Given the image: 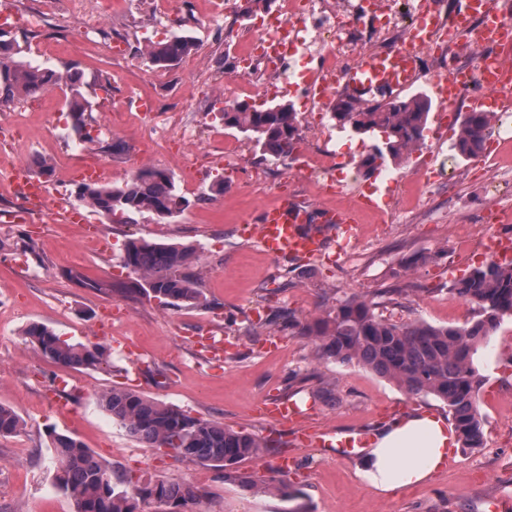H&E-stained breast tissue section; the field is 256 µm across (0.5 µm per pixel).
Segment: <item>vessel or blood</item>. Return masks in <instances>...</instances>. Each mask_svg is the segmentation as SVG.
Returning <instances> with one entry per match:
<instances>
[{"mask_svg":"<svg viewBox=\"0 0 512 512\" xmlns=\"http://www.w3.org/2000/svg\"><path fill=\"white\" fill-rule=\"evenodd\" d=\"M482 20L478 37L484 46L482 93L473 99L472 111L500 112L512 105V64L505 63L497 47L512 40V16L498 9L493 0H462L449 28H442L433 0H423L416 23L406 44L391 50L360 56L342 75V88L349 96L383 89L396 96L410 89L421 74L422 47L428 46L445 30L466 33L474 20ZM466 78L455 64H448L442 75L433 78L431 88L438 100L453 103L463 89ZM352 210L327 212L322 223H309L305 213L288 199L263 207L253 218L244 220L242 232L256 239L271 258H311L323 253L332 237L351 238L354 234ZM196 345L211 360L220 362L235 351L229 340L200 336ZM264 414L281 422L293 421L298 415L295 404L284 399L265 403ZM301 445L335 448L337 456L360 455L368 440L366 431L334 432L309 428L298 436Z\"/></svg>","mask_w":512,"mask_h":512,"instance_id":"1","label":"vessel or blood"}]
</instances>
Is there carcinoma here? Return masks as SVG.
Segmentation results:
<instances>
[{"label":"carcinoma","mask_w":512,"mask_h":512,"mask_svg":"<svg viewBox=\"0 0 512 512\" xmlns=\"http://www.w3.org/2000/svg\"><path fill=\"white\" fill-rule=\"evenodd\" d=\"M198 49L194 39L174 35L152 44L146 60L173 68ZM14 43L0 39V107L20 96H35L61 83L69 90L68 106L78 130L92 126V108L84 83L76 72L66 74L34 67L16 58ZM432 100L423 93L387 101L363 103L340 98L332 107L336 126L355 134H369L374 143L357 161L358 171L373 175L390 160L403 161L422 144ZM227 129L245 134L262 156L276 159L292 154L300 142L299 113L292 103L257 107L246 101L218 112ZM491 122L486 112H466L456 132L454 149L464 157L483 152ZM78 199L91 211L120 216L125 222L144 213L163 210L175 215L189 206L179 195L173 176L161 168L138 170L124 185L84 183ZM201 254L193 244L130 239L124 245L122 265L134 278L119 286L92 279L80 271L68 272L79 288L118 292L130 299L154 298L164 306L193 308L205 300L197 272ZM448 292L471 304L475 317L460 327H436L423 322L397 323L377 311V303L351 296L325 315L299 321L293 314H273L269 323L289 325L310 338L316 355L342 364H361L396 382L411 394L432 395L448 407L458 441L464 448L482 442L478 406L481 380L474 367L478 348L506 317L512 318V263L489 260L452 282ZM27 341L46 358L66 368H98L107 362L101 344L71 343L49 327L33 323L24 331ZM100 406L129 437L146 448H164L178 461L191 460L218 470L222 479L246 488L257 486L238 464L259 456L268 444L257 435L237 431L224 423L191 416L136 391L112 388L99 397ZM17 413L0 404V436L17 433ZM55 485L66 494L75 512H139V504L156 496L168 512H192L202 492L187 482L117 474L80 440L52 434Z\"/></svg>","instance_id":"1"}]
</instances>
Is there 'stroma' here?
<instances>
[{
  "mask_svg": "<svg viewBox=\"0 0 512 512\" xmlns=\"http://www.w3.org/2000/svg\"><path fill=\"white\" fill-rule=\"evenodd\" d=\"M208 2L173 0L159 14L153 0H94L97 21L80 48L70 42L79 0H0L11 12L0 31L18 43L23 61L82 72L100 137L96 145L80 143L69 91L59 85L0 109V125L10 130L0 139V158L50 161L48 192L69 199L81 179L78 165L64 164L68 154L108 164L112 186L123 185L139 168L158 167L173 175L178 194L189 201L162 222L146 213L128 224L98 214L80 227L44 217L20 223L14 216L22 202L0 168V404L24 421L19 433L0 437V512H73L71 500L53 485L54 432L79 439L114 469L205 490L194 512H288V500L266 489L279 482L297 493L305 512H487L488 500L512 499L511 318L474 357L482 447L455 448L451 463L425 482L383 495L359 476L361 459L293 446L291 430L270 424L259 403L291 396L309 409L308 424L373 432L411 414L447 417V407L363 366L318 359L307 337L252 316L257 308L267 315L283 308L305 320L357 295L377 302L384 316L398 322L466 324L474 311L448 287L483 264L475 249L483 237L512 236V147L487 140L485 150L494 158L488 168L459 157L452 148L457 124L434 110L420 155L367 178L356 163L370 137L340 129L326 109L324 146L336 153L347 179L340 194L322 196L295 172L307 159L306 147L286 160L266 159L254 142L214 117L225 103L242 100L236 51L262 36L258 21L276 12L280 0H235L219 22ZM174 34L195 38L199 48L192 58L199 68L179 65L159 84L142 51ZM174 116L194 127V147L147 137V130ZM115 139L125 151L112 152ZM444 166L455 175L448 191L432 178ZM219 176L228 186L214 196L209 187ZM391 177L399 184L380 210L358 213L359 237L332 242L320 256L274 260L240 232L244 218L281 193L316 218L322 210L346 207L368 188L385 187ZM131 238L199 246L205 305L177 309L154 299L134 301L78 288L67 278L74 269L99 280H129L120 256ZM416 255L421 263H413ZM33 323L74 343H104L107 365L60 367L26 341L23 332ZM206 335L237 341V352L223 363L209 362L195 345L196 337ZM115 386L255 433L288 452L296 465L289 474L279 473L276 450L243 461L240 470L259 483L248 490L224 481L212 467L175 461L134 441L100 408V394Z\"/></svg>",
  "mask_w": 512,
  "mask_h": 512,
  "instance_id": "obj_1",
  "label": "stroma"
}]
</instances>
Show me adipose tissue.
Wrapping results in <instances>:
<instances>
[{"mask_svg":"<svg viewBox=\"0 0 512 512\" xmlns=\"http://www.w3.org/2000/svg\"><path fill=\"white\" fill-rule=\"evenodd\" d=\"M457 445L455 434L438 418L397 420L374 438L361 477L380 492L394 493L428 479L445 465L449 450Z\"/></svg>","mask_w":512,"mask_h":512,"instance_id":"ef3b65f1","label":"adipose tissue"}]
</instances>
